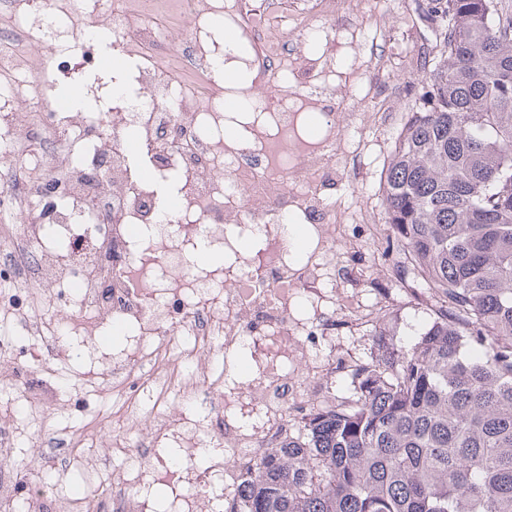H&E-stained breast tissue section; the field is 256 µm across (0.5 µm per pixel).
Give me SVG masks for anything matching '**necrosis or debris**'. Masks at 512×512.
I'll use <instances>...</instances> for the list:
<instances>
[{
    "instance_id": "necrosis-or-debris-1",
    "label": "necrosis or debris",
    "mask_w": 512,
    "mask_h": 512,
    "mask_svg": "<svg viewBox=\"0 0 512 512\" xmlns=\"http://www.w3.org/2000/svg\"><path fill=\"white\" fill-rule=\"evenodd\" d=\"M369 0H0V512H151L142 488L169 480L165 512H224L256 461L284 444L302 414L323 403L313 351L359 317L337 316L326 286L351 225L388 232L380 215L329 204L326 188L360 173L369 132L400 121L390 99L358 112L336 99L332 59L304 54L294 34L343 31ZM237 29L243 63L274 91L258 118L224 136V47L211 23ZM129 60L120 88L96 94L98 36ZM91 100L75 109L63 91ZM322 119L316 139L303 114ZM359 131L343 147L345 128ZM305 224L311 255L292 259L285 226ZM257 251L237 253L238 240ZM228 252L229 266L196 262ZM114 324L134 344L101 358L99 404L122 409L118 435L52 424L32 463L14 447L21 415L63 414L52 375L74 348ZM251 340L254 375L228 381L220 355ZM259 422L246 429L243 411ZM90 442L88 452L79 443ZM181 451L177 467L162 455ZM80 470L89 485L52 495L44 475Z\"/></svg>"
}]
</instances>
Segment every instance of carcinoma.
<instances>
[{
    "instance_id": "cac0c4a2",
    "label": "carcinoma",
    "mask_w": 512,
    "mask_h": 512,
    "mask_svg": "<svg viewBox=\"0 0 512 512\" xmlns=\"http://www.w3.org/2000/svg\"><path fill=\"white\" fill-rule=\"evenodd\" d=\"M424 2L440 50L380 190L432 326L409 352L375 334L352 397L261 457L237 512H512V3Z\"/></svg>"
}]
</instances>
